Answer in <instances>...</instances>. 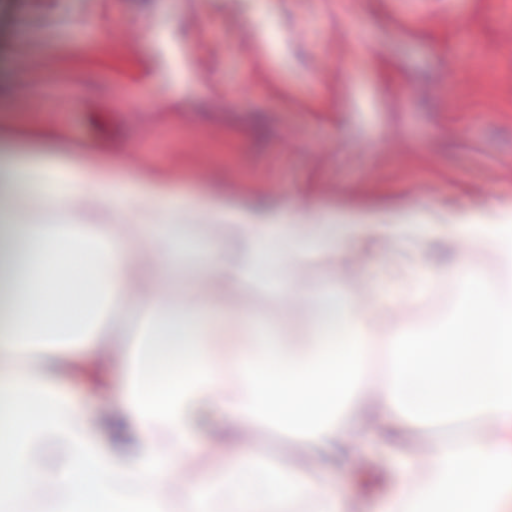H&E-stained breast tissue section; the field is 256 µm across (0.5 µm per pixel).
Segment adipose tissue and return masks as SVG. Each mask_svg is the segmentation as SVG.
I'll use <instances>...</instances> for the list:
<instances>
[{
  "instance_id": "obj_1",
  "label": "adipose tissue",
  "mask_w": 512,
  "mask_h": 512,
  "mask_svg": "<svg viewBox=\"0 0 512 512\" xmlns=\"http://www.w3.org/2000/svg\"><path fill=\"white\" fill-rule=\"evenodd\" d=\"M9 131L0 130V194L12 177L67 204L87 191L107 193L112 165L86 156L76 173L6 164ZM418 224H317L306 219L279 231L266 224L238 227L236 252L223 242L208 248L200 277L187 284L190 307L172 305L166 286L174 246L183 239L173 224H145L138 244L124 225L110 231L77 224L50 234L41 224H0V288L14 296L10 326L0 329V512H20L40 494L49 512H75L93 489L99 512H169L174 500L207 512L211 479L186 484L174 474L183 455L208 448L196 425L198 411L221 407L228 434L260 417L290 424L313 419L312 449H344L350 421L369 435L385 423L425 427L452 415L469 429L435 439L431 446L393 461L391 490L376 512H505L512 482L501 473L512 462V224H460L458 237L491 252L497 279L456 253L446 265L420 260L416 245L436 235ZM373 242L401 248L398 264L382 274L371 303L324 297L302 335L246 329V319L224 312L228 282L263 275L285 297L311 250L344 259L351 246ZM457 276L460 300L455 330L442 356L429 357L434 336L397 319L407 304L432 295L446 276ZM151 316L135 375L134 393L99 423L62 387L78 364L112 368L99 318L111 310L125 318L126 298ZM47 339L36 372L17 367L15 353ZM386 346L393 377L378 392L355 390L354 365L374 345ZM414 476L405 486L406 476ZM126 493L114 492L115 484ZM311 512H353L341 492L304 483L274 462L259 467L240 449L224 462V512H288L296 500Z\"/></svg>"
}]
</instances>
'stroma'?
<instances>
[{"label":"stroma","instance_id":"obj_1","mask_svg":"<svg viewBox=\"0 0 512 512\" xmlns=\"http://www.w3.org/2000/svg\"><path fill=\"white\" fill-rule=\"evenodd\" d=\"M0 122L20 136L14 164L70 172L88 150L123 190L144 173L175 201L221 190L228 224H277L305 201L318 224L512 219V0H0ZM28 193L15 183L17 218L111 221L91 197L30 212ZM390 260L383 247L341 266L313 256L304 301L369 298ZM233 288L237 311L280 323L285 302L264 282ZM458 288L444 279L408 321L440 323ZM68 386L94 414L123 392L112 377ZM239 439L325 487L348 468L358 512L384 490L371 479L383 452L361 429L341 463L294 430L257 424ZM231 453L227 440L185 457L179 475H209L220 503Z\"/></svg>","mask_w":512,"mask_h":512}]
</instances>
